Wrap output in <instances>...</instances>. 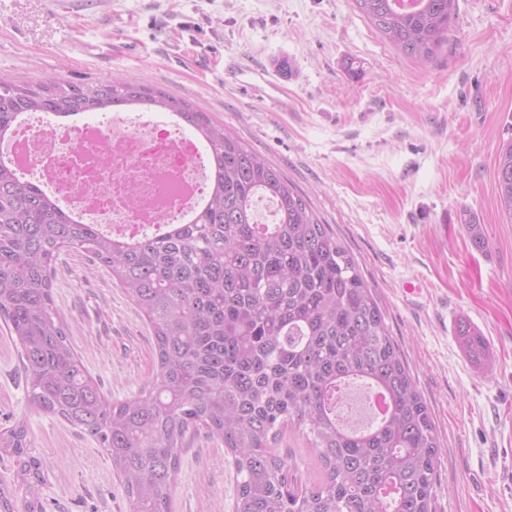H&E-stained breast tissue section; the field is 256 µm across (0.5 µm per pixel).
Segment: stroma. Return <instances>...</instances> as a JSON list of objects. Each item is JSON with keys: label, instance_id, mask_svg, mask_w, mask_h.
Masks as SVG:
<instances>
[{"label": "stroma", "instance_id": "1", "mask_svg": "<svg viewBox=\"0 0 512 512\" xmlns=\"http://www.w3.org/2000/svg\"><path fill=\"white\" fill-rule=\"evenodd\" d=\"M283 52L288 82L267 69ZM0 72L149 85L278 166L357 260L429 407L435 512H512V224L494 188L498 147L512 138V0H458L447 42L425 62L404 58L355 0H0ZM53 292L104 396L147 386L152 329L106 270L62 251ZM464 322L486 338L493 368L459 347ZM20 420L46 476L43 512H127L105 451L31 406L0 321V427ZM281 446L297 484L322 478L302 434ZM236 490L232 456L200 433L180 451L170 512H234Z\"/></svg>", "mask_w": 512, "mask_h": 512}]
</instances>
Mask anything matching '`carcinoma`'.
<instances>
[{
	"label": "carcinoma",
	"instance_id": "cac0c4a2",
	"mask_svg": "<svg viewBox=\"0 0 512 512\" xmlns=\"http://www.w3.org/2000/svg\"><path fill=\"white\" fill-rule=\"evenodd\" d=\"M403 57L428 60L448 39L457 0H356ZM122 107L169 112L208 150V192L158 234L109 235L75 219L0 156V320L15 336L31 403L89 436L112 461L129 512H169L179 452L201 431L224 442L237 472L235 512H432L439 439L431 413L357 261L278 167L204 112L142 84H36L0 75V137L30 112L70 117ZM501 214L512 223V140L497 152ZM273 200V222L256 201ZM73 249L107 269L152 328L157 371L108 401L69 344L54 303L56 264ZM469 357L493 366L483 336L458 330ZM385 403L364 429L336 404L352 380ZM309 437L323 478L292 487L276 445ZM23 421L0 430L16 461L0 512H42L40 460Z\"/></svg>",
	"mask_w": 512,
	"mask_h": 512
}]
</instances>
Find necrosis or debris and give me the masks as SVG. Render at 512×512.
<instances>
[{
    "label": "necrosis or debris",
    "mask_w": 512,
    "mask_h": 512,
    "mask_svg": "<svg viewBox=\"0 0 512 512\" xmlns=\"http://www.w3.org/2000/svg\"><path fill=\"white\" fill-rule=\"evenodd\" d=\"M112 141L103 151L104 141ZM26 169L40 170L57 197L99 221L105 232L133 235L152 224L178 221L207 181V151L176 120L155 125L144 113L61 128L29 114L19 135Z\"/></svg>",
    "instance_id": "4bbe7bcc"
}]
</instances>
